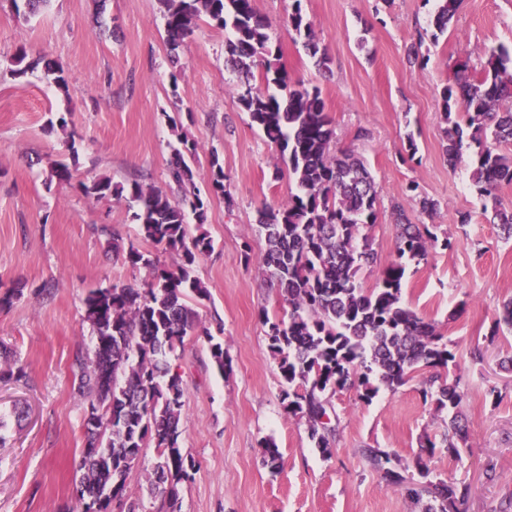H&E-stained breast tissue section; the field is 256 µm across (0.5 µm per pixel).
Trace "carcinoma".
Here are the masks:
<instances>
[{
	"mask_svg": "<svg viewBox=\"0 0 512 512\" xmlns=\"http://www.w3.org/2000/svg\"><path fill=\"white\" fill-rule=\"evenodd\" d=\"M159 2L173 51L204 17L231 31L228 62L244 76L238 101L268 140L288 156L297 179L298 193L258 215L259 232L267 243L262 264L288 305V320L265 314L262 321L268 348L278 360L284 411L307 425L313 447L329 457L336 442L329 397L353 389L368 403L380 387L395 393L412 374L431 371L419 394L436 411H448L441 440L419 438V450L410 462L381 448H364L362 456L419 512H460L469 486L435 480L428 466L442 450L459 460L461 450L469 447V429L459 412L458 382L448 378L457 344L440 336L402 300L405 262L425 260L430 248L440 241L448 245V238H439L438 226L414 224L394 208L397 258L385 265L375 287H362L360 271L377 262L369 230L377 220L378 186L363 158L332 148L335 131L320 91L290 83L279 49L272 47L269 20L255 9L254 0ZM461 4L462 0H438L432 21L438 33L448 29ZM288 27L316 66L328 69L329 59L305 20L301 0H294ZM254 66L263 70V89L251 84ZM442 102L448 165L459 160L464 138L476 145L471 181L482 213L509 240L512 212L500 207L496 191L501 184L512 183V155L498 150L512 144V53L503 46L484 50L479 72L473 76L463 66L444 87ZM460 105L463 124L453 112ZM198 161L197 143L181 135L168 163L170 192L136 181L126 188L114 186L109 178L83 186L86 194L98 199L128 194L131 218L140 232L181 253L182 265L172 271L154 264L131 245L125 261L150 267L151 280L137 289L97 288L84 300L94 345L76 355L73 372L86 402L88 445L97 451L81 455V475L74 487L77 512H91L108 487L128 502L129 512H140L142 504L130 490L129 477L150 446L157 452V462L146 482L158 501L157 512H175L183 483L196 471L194 458L180 447L185 385L170 357L197 328V313L188 299L208 297L191 269L213 250V241L204 232L190 235L187 223L190 214L200 225L206 220L209 199L195 181ZM209 166L208 194L222 195L224 167L215 155ZM201 333L211 342L218 370L231 369L221 342L206 328ZM262 458L271 469L280 466L274 442L262 445Z\"/></svg>",
	"mask_w": 512,
	"mask_h": 512,
	"instance_id": "obj_1",
	"label": "carcinoma"
}]
</instances>
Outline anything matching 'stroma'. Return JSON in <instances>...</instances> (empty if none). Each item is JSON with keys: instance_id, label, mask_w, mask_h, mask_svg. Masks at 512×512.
I'll return each instance as SVG.
<instances>
[{"instance_id": "obj_1", "label": "stroma", "mask_w": 512, "mask_h": 512, "mask_svg": "<svg viewBox=\"0 0 512 512\" xmlns=\"http://www.w3.org/2000/svg\"><path fill=\"white\" fill-rule=\"evenodd\" d=\"M292 4L255 0L291 81L319 88L334 149L362 156L379 187L370 232L378 262L362 269V285L374 287L396 256L394 209L448 231L450 247L408 263L402 290L404 303L458 349L452 375L470 446L458 461L438 453L430 468L469 485L461 512H498L512 500V371L500 367L512 356V331L495 336L491 329L512 299V239L481 212L470 181L472 149L463 148L453 168L443 156L441 93L460 60L475 69L483 48L512 50V0H463L439 36L436 0H302L329 57L325 72L284 27ZM227 37L201 21L170 50L159 0H51L31 18L0 0V295L14 293L0 308V346L26 372L0 381V512H70L75 503L86 437L72 369L94 336L84 300L91 289L139 288L151 276L149 267L130 266L113 252V241L172 270L182 263L178 252L143 239L127 199H98L83 187L108 177L168 190L180 132L199 145L201 161L215 155L224 166V195L210 198L205 224L189 226L214 242L193 267L209 297L191 306L200 327L218 332L232 362L231 371L219 372L198 331L172 360L186 388L180 445L197 463L180 512H409L361 451L382 448L409 460L422 435L441 436L448 415L423 403L418 380L395 393L380 390L368 404L352 390L332 397L338 436L329 457L283 409L260 316L284 318L288 308L260 263L266 242L257 218L299 187L278 148L238 105L240 76L225 65ZM416 46L429 54L427 66L410 57ZM21 48L63 69L67 92L39 68L15 75ZM58 162L69 165L70 181L51 177ZM412 182L417 192H408ZM423 197L437 202L436 212L422 213ZM465 212L471 221L462 230L457 220ZM476 347L478 360L470 356ZM491 386L499 402L488 396ZM266 440L281 453L279 469L262 462Z\"/></svg>"}]
</instances>
